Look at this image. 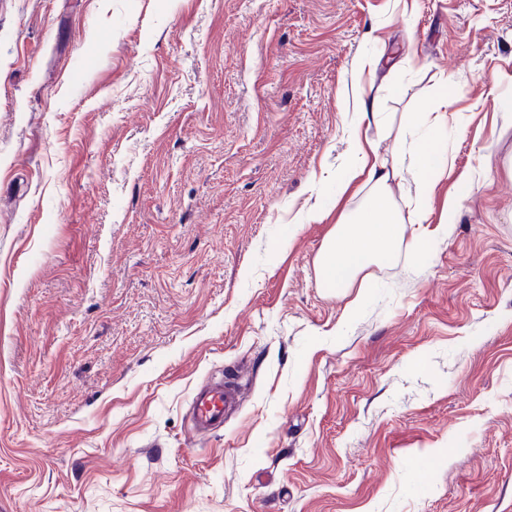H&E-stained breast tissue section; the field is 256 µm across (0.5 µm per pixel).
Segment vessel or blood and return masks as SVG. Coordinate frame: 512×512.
<instances>
[{"label":"vessel or blood","instance_id":"obj_1","mask_svg":"<svg viewBox=\"0 0 512 512\" xmlns=\"http://www.w3.org/2000/svg\"><path fill=\"white\" fill-rule=\"evenodd\" d=\"M243 386L236 380H216L201 387L193 396L190 422L200 435H209L224 427L226 413L237 407Z\"/></svg>","mask_w":512,"mask_h":512}]
</instances>
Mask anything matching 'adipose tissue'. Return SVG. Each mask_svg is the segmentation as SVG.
Wrapping results in <instances>:
<instances>
[{
	"instance_id": "obj_1",
	"label": "adipose tissue",
	"mask_w": 512,
	"mask_h": 512,
	"mask_svg": "<svg viewBox=\"0 0 512 512\" xmlns=\"http://www.w3.org/2000/svg\"><path fill=\"white\" fill-rule=\"evenodd\" d=\"M350 152L355 162L345 168L341 187L365 189L369 196L362 208L338 219L318 256L320 277L332 288L350 287L365 269L393 256L402 236L403 220L393 203L391 182L412 177L417 201L413 221L422 225L429 219L426 199L444 170L443 165L434 162L424 143L404 135L384 157L378 142L358 131Z\"/></svg>"
}]
</instances>
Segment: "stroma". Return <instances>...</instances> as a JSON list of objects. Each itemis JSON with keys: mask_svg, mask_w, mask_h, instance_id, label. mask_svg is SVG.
Here are the masks:
<instances>
[{"mask_svg": "<svg viewBox=\"0 0 512 512\" xmlns=\"http://www.w3.org/2000/svg\"><path fill=\"white\" fill-rule=\"evenodd\" d=\"M443 93L428 224L322 287ZM0 512H512V0H0ZM447 107L448 96L443 93L440 98L437 112H419L414 118L413 126L418 130L422 129L434 134L441 133L448 119L447 111H445ZM441 108L444 109L443 112H440ZM350 152L356 162L343 169L341 194L355 187V194L370 187L365 205L348 217L341 214L318 256L323 283L332 288H348L365 269L393 256L402 236L403 220L395 208L390 181L414 183L417 205L413 224L428 223L427 197L441 177L445 164H436L419 139L404 133L389 156H381L379 144L366 132L355 130ZM422 177V178H421ZM243 396V386L224 376L201 387L191 404V427L199 435H209L224 428V416L237 407Z\"/></svg>", "mask_w": 512, "mask_h": 512, "instance_id": "1", "label": "stroma"}]
</instances>
